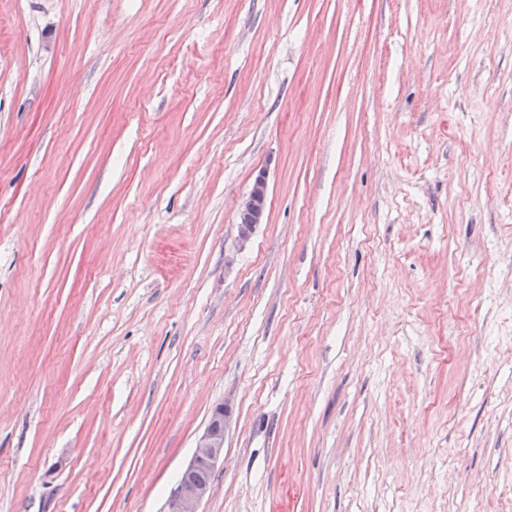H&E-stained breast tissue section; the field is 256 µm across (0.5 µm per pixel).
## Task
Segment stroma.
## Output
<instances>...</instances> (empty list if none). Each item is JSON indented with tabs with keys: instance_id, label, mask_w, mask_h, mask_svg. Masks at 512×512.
<instances>
[{
	"instance_id": "stroma-1",
	"label": "stroma",
	"mask_w": 512,
	"mask_h": 512,
	"mask_svg": "<svg viewBox=\"0 0 512 512\" xmlns=\"http://www.w3.org/2000/svg\"><path fill=\"white\" fill-rule=\"evenodd\" d=\"M0 20V512H512V0ZM267 185L264 176H257L240 210L239 237L247 241L257 224H262L265 213ZM229 415L230 407L226 402L212 410L208 424L197 441L193 455L183 467L178 481L169 492L166 509L163 512H199L200 503L210 491V485L202 482L211 483L212 478V474L207 468L200 467H208L214 472L219 465L224 463V435ZM193 473L194 478L200 482L190 478Z\"/></svg>"
}]
</instances>
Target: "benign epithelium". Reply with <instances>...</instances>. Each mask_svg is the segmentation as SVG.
I'll list each match as a JSON object with an SVG mask.
<instances>
[{"instance_id":"7a95c632","label":"benign epithelium","mask_w":512,"mask_h":512,"mask_svg":"<svg viewBox=\"0 0 512 512\" xmlns=\"http://www.w3.org/2000/svg\"><path fill=\"white\" fill-rule=\"evenodd\" d=\"M267 196L264 175H258L252 189L240 210L239 237L247 241L255 227L263 223ZM230 415L228 403L216 406L210 415L208 424L199 437L196 449L183 467L180 477L171 488L163 512H199V505L208 495L210 485L191 479V475L200 467L215 470L224 463V435Z\"/></svg>"}]
</instances>
